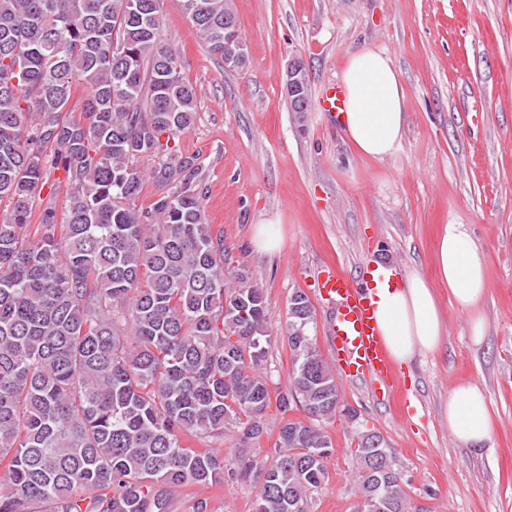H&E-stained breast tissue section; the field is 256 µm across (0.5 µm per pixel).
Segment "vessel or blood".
I'll return each mask as SVG.
<instances>
[{
  "label": "vessel or blood",
  "instance_id": "1",
  "mask_svg": "<svg viewBox=\"0 0 512 512\" xmlns=\"http://www.w3.org/2000/svg\"><path fill=\"white\" fill-rule=\"evenodd\" d=\"M359 282L340 276L333 267L317 273V288L330 311L329 344L346 381H368L393 387L395 375L377 321L383 289L398 282L387 264L365 265Z\"/></svg>",
  "mask_w": 512,
  "mask_h": 512
}]
</instances>
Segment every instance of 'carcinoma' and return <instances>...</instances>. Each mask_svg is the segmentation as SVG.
<instances>
[{"mask_svg": "<svg viewBox=\"0 0 512 512\" xmlns=\"http://www.w3.org/2000/svg\"><path fill=\"white\" fill-rule=\"evenodd\" d=\"M207 51L224 58L230 0H182ZM161 0H0V512H170L172 491L258 483L256 512H314L332 442L318 422L340 396L289 299L288 389L308 420L266 433L267 299L226 266L223 235L196 189L195 158L158 163L168 186L138 205L137 162L171 151L197 94L162 37ZM88 90L82 112L70 101ZM63 214L30 224L51 170ZM358 433L364 512H408L398 468L376 477ZM229 438L227 456L215 444Z\"/></svg>", "mask_w": 512, "mask_h": 512, "instance_id": "1", "label": "carcinoma"}]
</instances>
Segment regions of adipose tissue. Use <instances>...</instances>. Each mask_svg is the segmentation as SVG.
<instances>
[{"mask_svg": "<svg viewBox=\"0 0 512 512\" xmlns=\"http://www.w3.org/2000/svg\"><path fill=\"white\" fill-rule=\"evenodd\" d=\"M346 91L343 129L359 155L378 159L391 154L403 136L405 93L390 57L381 51L352 53L341 77ZM436 280L418 272L384 290L377 320L391 359L410 362L417 354L437 352L444 325L442 298L471 313V340L481 344L484 320L478 305L487 288L485 253L461 225H444L435 252ZM448 428L456 440L480 449L489 440L492 420L487 397L476 384H458L448 398Z\"/></svg>", "mask_w": 512, "mask_h": 512, "instance_id": "obj_1", "label": "adipose tissue"}]
</instances>
